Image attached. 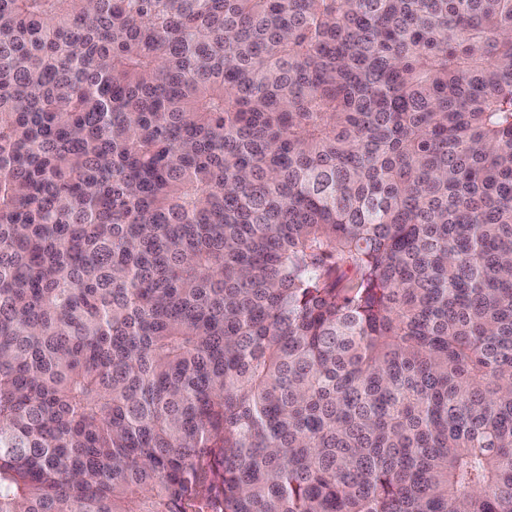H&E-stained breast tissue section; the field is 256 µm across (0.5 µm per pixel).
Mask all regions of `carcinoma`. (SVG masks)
I'll use <instances>...</instances> for the list:
<instances>
[{"label":"carcinoma","instance_id":"1","mask_svg":"<svg viewBox=\"0 0 512 512\" xmlns=\"http://www.w3.org/2000/svg\"><path fill=\"white\" fill-rule=\"evenodd\" d=\"M0 512H512V0H0Z\"/></svg>","mask_w":512,"mask_h":512}]
</instances>
